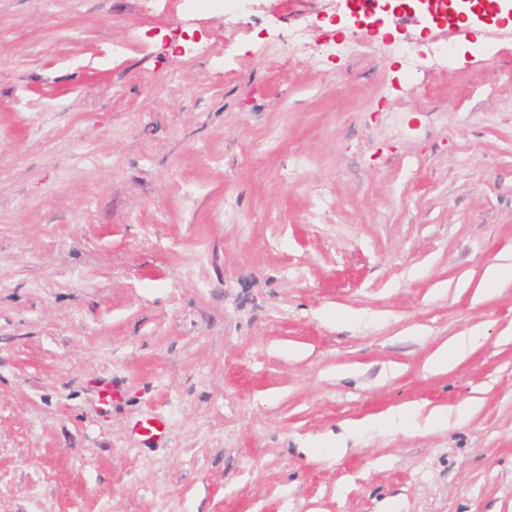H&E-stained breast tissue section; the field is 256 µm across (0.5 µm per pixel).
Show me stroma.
Returning a JSON list of instances; mask_svg holds the SVG:
<instances>
[{"label":"stroma","mask_w":512,"mask_h":512,"mask_svg":"<svg viewBox=\"0 0 512 512\" xmlns=\"http://www.w3.org/2000/svg\"><path fill=\"white\" fill-rule=\"evenodd\" d=\"M252 8L0 0V512H512V23ZM184 21L188 30H183L189 34V30L195 16L200 10H209L222 12L224 18L234 19L236 16L248 13L251 10V0H183ZM481 341L479 333L459 336L436 350L428 360L431 371L438 373L448 369V364L463 360ZM425 405L407 403L391 408L371 421H357L352 423L351 429L356 432L366 423L374 429L395 427H410L421 430H432L437 427L449 425L452 421L462 420L471 412L470 406H460L456 409L435 407L425 409Z\"/></svg>","instance_id":"35a3bbf8"}]
</instances>
